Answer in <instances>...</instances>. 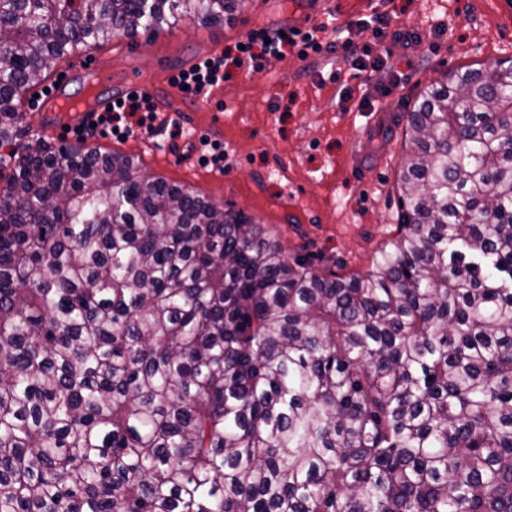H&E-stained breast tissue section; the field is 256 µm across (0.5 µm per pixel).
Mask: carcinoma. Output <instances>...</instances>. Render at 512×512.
Instances as JSON below:
<instances>
[{"label":"carcinoma","mask_w":512,"mask_h":512,"mask_svg":"<svg viewBox=\"0 0 512 512\" xmlns=\"http://www.w3.org/2000/svg\"><path fill=\"white\" fill-rule=\"evenodd\" d=\"M245 2L0 0V512H512L511 59L421 94L350 275L26 123L71 52Z\"/></svg>","instance_id":"1"}]
</instances>
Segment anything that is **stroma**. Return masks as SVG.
<instances>
[{"mask_svg":"<svg viewBox=\"0 0 512 512\" xmlns=\"http://www.w3.org/2000/svg\"><path fill=\"white\" fill-rule=\"evenodd\" d=\"M386 13L416 44L387 42L399 74L355 75L328 53L265 58L262 71L232 70L208 110L185 119L194 137L220 125L224 167L199 162L186 140L97 137L90 144L139 158L144 172L191 187L242 211L274 235L289 258L337 273L366 271L396 236L399 162L407 115L420 92L463 66L512 55V0H248L230 20L181 19L153 40L139 38L127 60L146 75L197 53L224 50L260 28L303 30ZM349 96H341V85ZM378 111L362 112L360 100Z\"/></svg>","mask_w":512,"mask_h":512,"instance_id":"stroma-1","label":"stroma"}]
</instances>
